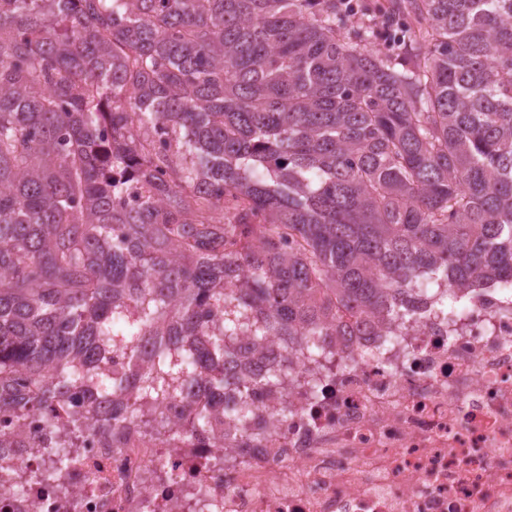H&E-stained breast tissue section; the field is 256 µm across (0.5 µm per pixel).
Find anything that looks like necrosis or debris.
I'll list each match as a JSON object with an SVG mask.
<instances>
[{
	"instance_id": "obj_1",
	"label": "necrosis or debris",
	"mask_w": 512,
	"mask_h": 512,
	"mask_svg": "<svg viewBox=\"0 0 512 512\" xmlns=\"http://www.w3.org/2000/svg\"><path fill=\"white\" fill-rule=\"evenodd\" d=\"M255 403L293 411L260 440L157 434L128 424L111 447L66 426L74 465L0 448V512H512V291L477 288L448 321L417 303L395 333L340 336Z\"/></svg>"
}]
</instances>
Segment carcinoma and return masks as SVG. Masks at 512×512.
Wrapping results in <instances>:
<instances>
[{
	"label": "carcinoma",
	"mask_w": 512,
	"mask_h": 512,
	"mask_svg": "<svg viewBox=\"0 0 512 512\" xmlns=\"http://www.w3.org/2000/svg\"><path fill=\"white\" fill-rule=\"evenodd\" d=\"M347 2L0 0V408L60 464L64 413L252 420L236 336L320 355L512 284V0Z\"/></svg>",
	"instance_id": "1"
}]
</instances>
